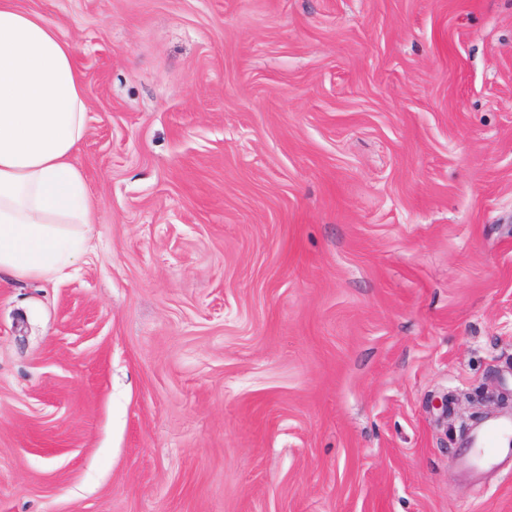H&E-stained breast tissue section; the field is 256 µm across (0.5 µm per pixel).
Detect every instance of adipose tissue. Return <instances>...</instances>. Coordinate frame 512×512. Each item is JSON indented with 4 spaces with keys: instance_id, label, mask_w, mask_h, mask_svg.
I'll return each mask as SVG.
<instances>
[{
    "instance_id": "adipose-tissue-1",
    "label": "adipose tissue",
    "mask_w": 512,
    "mask_h": 512,
    "mask_svg": "<svg viewBox=\"0 0 512 512\" xmlns=\"http://www.w3.org/2000/svg\"><path fill=\"white\" fill-rule=\"evenodd\" d=\"M75 45L43 15L0 0V283L49 279L97 219L76 152L88 100Z\"/></svg>"
}]
</instances>
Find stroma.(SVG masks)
Wrapping results in <instances>:
<instances>
[{
	"label": "stroma",
	"mask_w": 512,
	"mask_h": 512,
	"mask_svg": "<svg viewBox=\"0 0 512 512\" xmlns=\"http://www.w3.org/2000/svg\"><path fill=\"white\" fill-rule=\"evenodd\" d=\"M19 3L100 208L0 285V512H512V0ZM502 455L512 457V418L492 420L478 429L461 464L473 468L493 466Z\"/></svg>",
	"instance_id": "stroma-1"
}]
</instances>
